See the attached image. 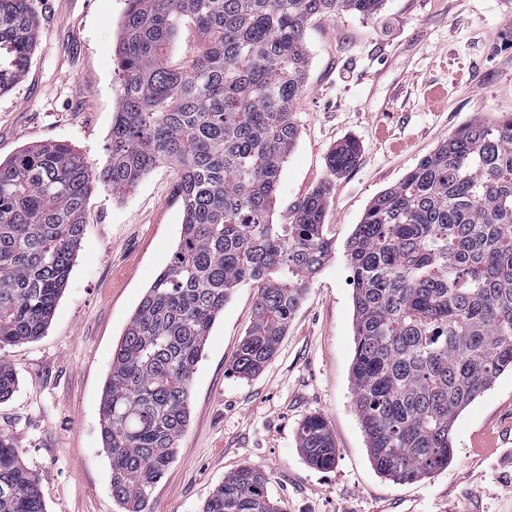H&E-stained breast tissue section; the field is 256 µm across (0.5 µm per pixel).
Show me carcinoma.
<instances>
[{
  "label": "carcinoma",
  "mask_w": 512,
  "mask_h": 512,
  "mask_svg": "<svg viewBox=\"0 0 512 512\" xmlns=\"http://www.w3.org/2000/svg\"><path fill=\"white\" fill-rule=\"evenodd\" d=\"M385 0H128L118 45L121 95L97 167L63 143L0 161V349L44 335L71 272L93 188L120 196L161 165L178 168L179 243L112 354L101 400L112 497L152 512L190 416L193 374L234 288H257L232 371L276 354L306 288L333 259L326 182L291 223L270 219L298 137L293 115L310 67L307 25L380 14ZM199 44L185 68L164 50L176 24ZM32 0H0V93L26 75L37 43ZM349 140L328 157L352 167ZM353 274L355 406L375 470L396 483L448 467L455 417L512 370V116L475 118L372 199L346 241ZM0 360V403L16 391ZM314 466L336 448L326 422L296 432ZM0 512H45L38 478L0 433ZM202 512H279L269 477L245 465Z\"/></svg>",
  "instance_id": "carcinoma-1"
}]
</instances>
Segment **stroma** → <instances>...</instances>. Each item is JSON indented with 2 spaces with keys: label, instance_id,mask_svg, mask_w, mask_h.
Listing matches in <instances>:
<instances>
[{
  "label": "stroma",
  "instance_id": "35a3bbf8",
  "mask_svg": "<svg viewBox=\"0 0 512 512\" xmlns=\"http://www.w3.org/2000/svg\"><path fill=\"white\" fill-rule=\"evenodd\" d=\"M39 37L24 79L0 94V160L62 142L90 162L108 157L121 83L115 52L126 0H33ZM512 0H385L372 19L340 14L305 31L311 58L295 108L300 136L283 165L274 223L332 184L325 222L344 245L368 203L451 131L512 115ZM353 139L355 165L329 152ZM179 173L159 166L124 195L95 188L83 237L44 336L5 347L18 385L0 403L39 477L46 512H119L102 443L100 405L112 353L143 293L169 264L184 213ZM352 271L336 253L316 276L273 359L259 375L231 365L256 290L235 288L207 338L176 457L152 494L154 512H202L244 465L270 478L282 512H512V373L458 415L446 469L397 484L373 469L350 378L355 352ZM322 416L336 446L331 468L310 464L298 425ZM359 146L349 140L337 146L328 157V168L332 174L352 167L357 160Z\"/></svg>",
  "mask_w": 512,
  "mask_h": 512
}]
</instances>
